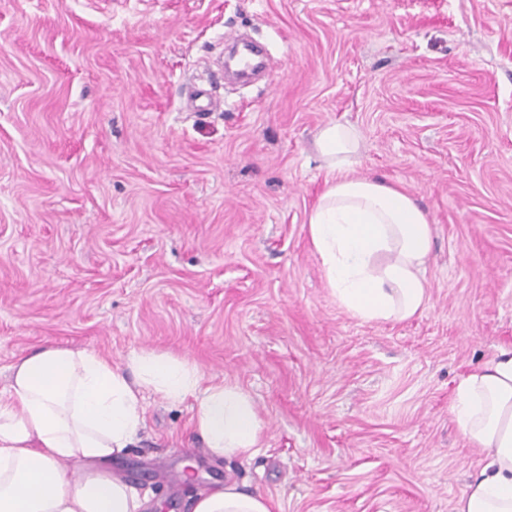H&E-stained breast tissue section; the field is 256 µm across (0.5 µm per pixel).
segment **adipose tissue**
<instances>
[{
  "label": "adipose tissue",
  "instance_id": "1",
  "mask_svg": "<svg viewBox=\"0 0 512 512\" xmlns=\"http://www.w3.org/2000/svg\"><path fill=\"white\" fill-rule=\"evenodd\" d=\"M362 134L330 122L314 146L330 175L309 216L313 251L337 303L365 322H402L429 301L424 276L433 233L427 213L396 184L358 178ZM193 399L192 422L217 457L252 456L263 425L238 387L204 382L194 363L143 351L121 366L95 351L44 346L19 357L0 389V512H141L145 498L103 464L146 423V394ZM486 463L454 512H512V349L465 374L451 407ZM86 464L71 477L67 466ZM193 512H272L236 485L198 498Z\"/></svg>",
  "mask_w": 512,
  "mask_h": 512
}]
</instances>
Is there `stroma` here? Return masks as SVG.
Returning a JSON list of instances; mask_svg holds the SVG:
<instances>
[{
    "instance_id": "35a3bbf8",
    "label": "stroma",
    "mask_w": 512,
    "mask_h": 512,
    "mask_svg": "<svg viewBox=\"0 0 512 512\" xmlns=\"http://www.w3.org/2000/svg\"><path fill=\"white\" fill-rule=\"evenodd\" d=\"M235 32L270 78L225 83ZM196 85L223 108L189 109ZM336 121L431 220L410 320L352 317L310 246ZM45 345L169 353L253 400L260 450L216 457L190 403L147 395L109 463L144 512L228 483L275 512H452L485 460L457 384L512 347V0H0V388Z\"/></svg>"
}]
</instances>
